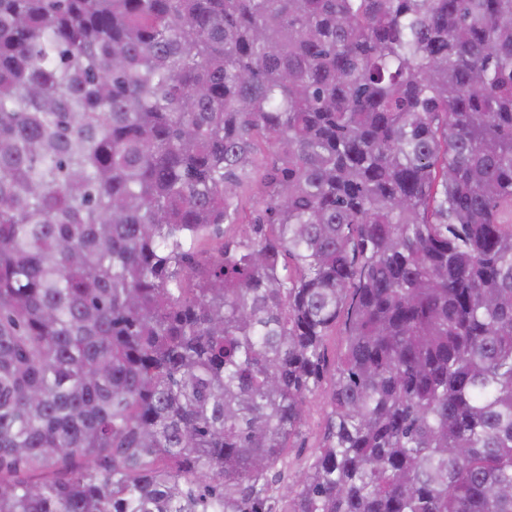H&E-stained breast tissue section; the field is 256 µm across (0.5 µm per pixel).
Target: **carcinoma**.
Segmentation results:
<instances>
[{"label":"carcinoma","instance_id":"obj_1","mask_svg":"<svg viewBox=\"0 0 512 512\" xmlns=\"http://www.w3.org/2000/svg\"><path fill=\"white\" fill-rule=\"evenodd\" d=\"M0 512H512V0H0ZM342 335L341 320L326 337L323 378L316 394L310 397L307 424L302 434L291 443L292 448L288 452V473L291 475L313 461L314 450L321 442L327 410L324 396L331 387L332 373L340 357Z\"/></svg>","mask_w":512,"mask_h":512}]
</instances>
